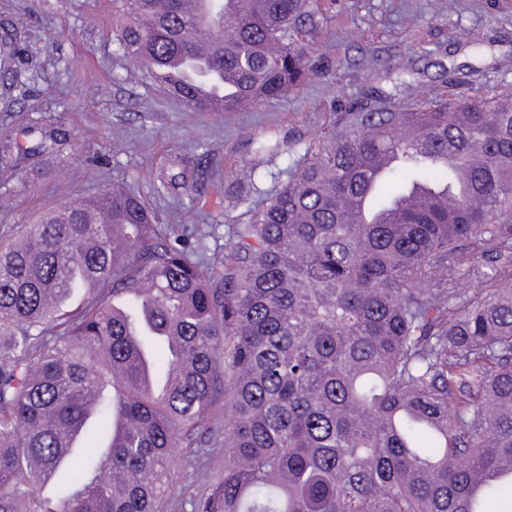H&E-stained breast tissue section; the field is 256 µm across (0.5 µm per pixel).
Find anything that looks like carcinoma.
I'll list each match as a JSON object with an SVG mask.
<instances>
[{"mask_svg": "<svg viewBox=\"0 0 512 512\" xmlns=\"http://www.w3.org/2000/svg\"><path fill=\"white\" fill-rule=\"evenodd\" d=\"M118 50L198 112L308 72L333 0H242L197 59L183 0H122ZM333 113L241 170L248 222L195 257L130 186L0 240V512H486L512 503V88ZM24 148L0 139V163ZM181 156L159 196L192 194ZM462 191L448 197V183ZM221 273H216L214 267ZM77 290L81 301L69 300ZM204 465L177 498L172 459Z\"/></svg>", "mask_w": 512, "mask_h": 512, "instance_id": "carcinoma-1", "label": "carcinoma"}]
</instances>
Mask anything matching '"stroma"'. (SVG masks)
Listing matches in <instances>:
<instances>
[{
  "mask_svg": "<svg viewBox=\"0 0 512 512\" xmlns=\"http://www.w3.org/2000/svg\"><path fill=\"white\" fill-rule=\"evenodd\" d=\"M120 0H0V27L19 32L18 90L0 82V137L30 126L55 131L53 152L0 166V192L17 189L0 210V232L33 224L48 211L124 182L152 207L175 212L177 229L204 254H223L225 227L247 221L226 207L236 171L257 160L255 141L285 143L319 134L330 113L373 90L406 104L401 82L439 92L453 72L476 66L469 95L512 87V0H336L309 65L314 73L284 98L240 112H195L173 99L112 41ZM471 43L457 42L455 27ZM198 163L194 200L153 190L170 155Z\"/></svg>",
  "mask_w": 512,
  "mask_h": 512,
  "instance_id": "stroma-1",
  "label": "stroma"
}]
</instances>
